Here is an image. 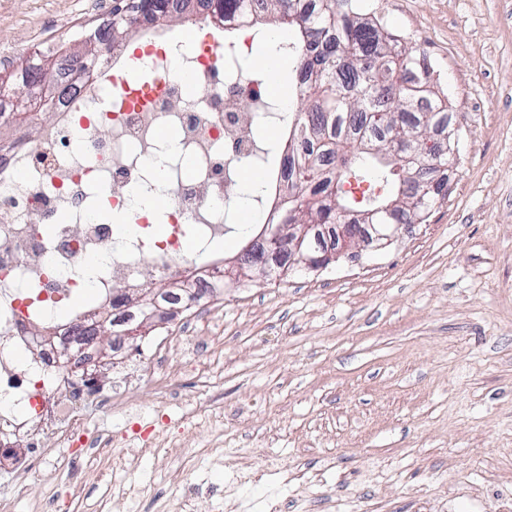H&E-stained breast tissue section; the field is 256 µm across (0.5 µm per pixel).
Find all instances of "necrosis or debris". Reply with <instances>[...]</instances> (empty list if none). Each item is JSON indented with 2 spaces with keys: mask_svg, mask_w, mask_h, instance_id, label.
<instances>
[{
  "mask_svg": "<svg viewBox=\"0 0 512 512\" xmlns=\"http://www.w3.org/2000/svg\"><path fill=\"white\" fill-rule=\"evenodd\" d=\"M247 44L231 41L143 40L125 68L150 75L145 84L123 86L112 80L111 62L94 63V79L69 84L68 61L58 80L67 89L55 101L51 123L32 137L0 146V469L20 479L31 472L30 457L43 441L58 448L95 447L94 420L85 403L102 412L138 415L142 407L120 389L104 395L97 380L99 359L93 344L81 340L74 323L96 327L97 310L82 303L86 284L108 299L114 287L137 285L144 273L167 279L193 261L199 272L178 291L160 299L163 317L153 325L155 340L166 339L173 321L188 310L190 297H215L224 286V266L209 251L224 233L226 206L239 195L233 163L257 153L258 139L235 110L244 99L265 100L259 81L244 79ZM195 79L187 87L181 73ZM170 127L176 145L156 138ZM166 178L157 181L155 170ZM163 195L171 234L148 235L150 215L139 197ZM126 213L141 228L117 238L103 210ZM197 250L186 257L185 234ZM97 257L94 279L84 262ZM77 310L76 322L59 321L60 302ZM37 354L20 364V347Z\"/></svg>",
  "mask_w": 512,
  "mask_h": 512,
  "instance_id": "1",
  "label": "necrosis or debris"
}]
</instances>
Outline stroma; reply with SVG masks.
Listing matches in <instances>:
<instances>
[{
    "instance_id": "obj_1",
    "label": "stroma",
    "mask_w": 512,
    "mask_h": 512,
    "mask_svg": "<svg viewBox=\"0 0 512 512\" xmlns=\"http://www.w3.org/2000/svg\"><path fill=\"white\" fill-rule=\"evenodd\" d=\"M114 0H0V73L99 28ZM366 12L419 48L448 95L458 130L455 173L426 223L401 227L327 269L247 281L180 338L127 345L120 385L145 414L98 420L112 445L84 466L86 492L68 493V456L51 451L52 479L0 472V502L34 512H137L113 496L114 458L134 425L152 422L144 380L155 351L181 363L170 421L195 409L190 451L146 452L131 478L161 485L150 512H512V0H364ZM267 469L237 484L233 473Z\"/></svg>"
}]
</instances>
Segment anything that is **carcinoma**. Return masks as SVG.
<instances>
[{
	"mask_svg": "<svg viewBox=\"0 0 512 512\" xmlns=\"http://www.w3.org/2000/svg\"><path fill=\"white\" fill-rule=\"evenodd\" d=\"M266 14L293 27L298 51L292 82L302 79L296 100L283 121L289 136L283 149L282 178L288 194L272 219L274 224H316L313 247L325 241L327 230L342 224L350 212L370 211L368 224H391L398 214L406 224H424L442 198L444 187L428 173V191L413 200L409 174L415 164L396 158L389 139L403 134L422 141L434 139L438 128L448 136L436 142L443 148L439 165L448 172L458 130L448 115V99L430 80L427 57L388 31L363 9L362 0H259ZM246 9V0H210V10L228 19ZM137 15L152 24L170 21L176 14L170 0H159L152 10L138 0H119L112 11V37L125 44V15ZM15 89L37 83V73L24 60L9 75ZM315 96L313 111L323 121L309 124L303 108ZM370 140L383 153L369 155L361 145Z\"/></svg>",
	"mask_w": 512,
	"mask_h": 512,
	"instance_id": "1",
	"label": "carcinoma"
}]
</instances>
